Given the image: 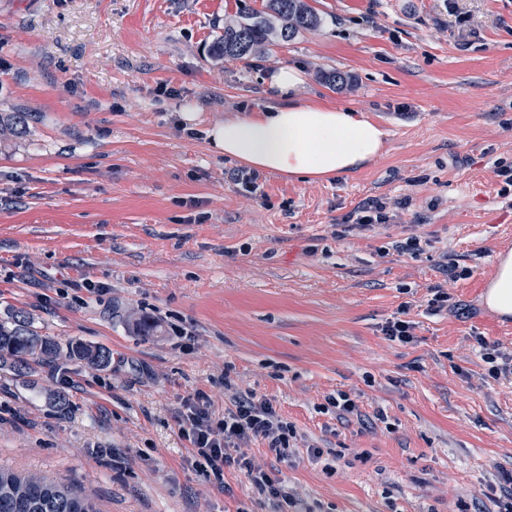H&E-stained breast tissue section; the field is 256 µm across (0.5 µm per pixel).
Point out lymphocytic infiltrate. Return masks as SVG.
Masks as SVG:
<instances>
[{
  "mask_svg": "<svg viewBox=\"0 0 512 512\" xmlns=\"http://www.w3.org/2000/svg\"><path fill=\"white\" fill-rule=\"evenodd\" d=\"M182 408L181 432L195 456L205 461L215 478H223L225 470H239L247 476L254 494L267 502L272 512H291L296 507V498L285 490L282 482L256 469L240 450L243 441L260 437L267 440L280 460H287L294 431L269 401L250 397L236 400L233 408L225 410L223 418L216 419L209 411L207 395L198 392L184 399Z\"/></svg>",
  "mask_w": 512,
  "mask_h": 512,
  "instance_id": "1",
  "label": "lymphocytic infiltrate"
}]
</instances>
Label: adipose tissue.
Here are the masks:
<instances>
[{
    "label": "adipose tissue",
    "mask_w": 512,
    "mask_h": 512,
    "mask_svg": "<svg viewBox=\"0 0 512 512\" xmlns=\"http://www.w3.org/2000/svg\"><path fill=\"white\" fill-rule=\"evenodd\" d=\"M272 104L229 118L209 131L216 153L259 171L315 182L358 170L380 155L385 131L355 109L306 98L296 67L270 74Z\"/></svg>",
    "instance_id": "1"
}]
</instances>
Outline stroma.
I'll list each match as a JSON object with an SVG mask.
<instances>
[{
  "label": "stroma",
  "instance_id": "obj_1",
  "mask_svg": "<svg viewBox=\"0 0 512 512\" xmlns=\"http://www.w3.org/2000/svg\"><path fill=\"white\" fill-rule=\"evenodd\" d=\"M264 2L0 0V113L33 116L0 139V317L111 353L0 369V467L100 512H269L243 473L194 463L178 424L195 392L217 418L252 394L295 454L242 452L312 512H506L512 383L476 340L512 349L482 289L512 248V0H308L316 30L214 60L225 20ZM284 65L383 127L384 153L323 182L231 181L207 132L264 109ZM371 198L390 221L353 229ZM409 236L418 257L391 248ZM447 252L467 276L446 280ZM400 311L408 343L382 332ZM70 353L77 355L93 368L107 365L111 360V353L104 348H88L81 344L71 345Z\"/></svg>",
  "mask_w": 512,
  "mask_h": 512
}]
</instances>
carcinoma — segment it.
Returning a JSON list of instances; mask_svg holds the SVG:
<instances>
[{"label":"carcinoma","instance_id":"carcinoma-1","mask_svg":"<svg viewBox=\"0 0 512 512\" xmlns=\"http://www.w3.org/2000/svg\"><path fill=\"white\" fill-rule=\"evenodd\" d=\"M320 19L307 0H267L264 9L244 13L224 22L216 36L211 54L217 60H247L269 47L293 40L300 32L314 30ZM28 112L0 115V137L21 138L30 133ZM70 353L93 367H102L111 360L104 348L73 345ZM61 355V345L52 336H43L23 310L0 320V366L24 374L29 361L52 362ZM0 512H99L90 498L61 488L31 475L17 477L0 469Z\"/></svg>","mask_w":512,"mask_h":512}]
</instances>
